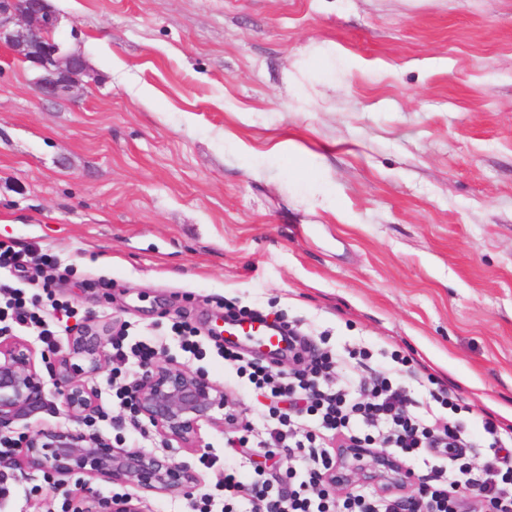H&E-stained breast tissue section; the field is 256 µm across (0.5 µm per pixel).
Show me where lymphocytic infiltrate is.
Returning a JSON list of instances; mask_svg holds the SVG:
<instances>
[{
	"label": "lymphocytic infiltrate",
	"instance_id": "1",
	"mask_svg": "<svg viewBox=\"0 0 512 512\" xmlns=\"http://www.w3.org/2000/svg\"><path fill=\"white\" fill-rule=\"evenodd\" d=\"M74 314V307L55 299L45 309L33 306L23 289L0 283V323L37 328L47 348H55L60 337L70 333L67 320ZM217 354L235 366L237 374L247 375L266 397L303 404L312 417L304 424L272 407L268 414L277 420L276 428L253 430L233 440L236 448L263 449L268 459L288 448L297 465L286 472L288 490L281 493L269 480L250 477L243 462L229 456L221 483L225 500L248 501L250 512H402L399 499L369 488L337 499L320 487L333 463V445L367 446L378 439L403 456L422 458L431 469L432 477L421 485L413 512H512V429H499L494 421L483 419L484 432L495 438V453L491 463L474 472L464 457L467 449L479 447L481 438L456 423L453 414L460 405L453 392L439 395L448 414L433 416L426 410L409 411L403 392L388 377L367 382L351 371H337L329 351L311 352L308 364L288 372L244 363L228 347H219Z\"/></svg>",
	"mask_w": 512,
	"mask_h": 512
}]
</instances>
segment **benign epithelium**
Listing matches in <instances>:
<instances>
[{
  "instance_id": "benign-epithelium-1",
  "label": "benign epithelium",
  "mask_w": 512,
  "mask_h": 512,
  "mask_svg": "<svg viewBox=\"0 0 512 512\" xmlns=\"http://www.w3.org/2000/svg\"><path fill=\"white\" fill-rule=\"evenodd\" d=\"M58 16L49 0H0V45L15 58L31 63L39 75V96L59 99L72 96L80 77L89 75L85 56L66 51L55 40ZM110 330L90 321L70 338L68 351L54 358L50 376L68 413L78 420L99 411L96 390L88 380L106 363ZM83 363L86 380L73 376L72 359ZM45 382L36 370L35 348L21 341H0V431L42 404ZM135 416L170 446L193 448L200 430L215 421L214 408L224 401L201 372L170 361L158 360L145 369L134 390ZM23 462L32 469L69 476L110 479L151 493L186 491L195 476L167 456L126 451L95 433L80 429H40L24 437ZM324 485L348 490L369 483L386 494L408 496L417 485L414 475L386 452L370 448L337 449L336 466L323 477ZM94 512H141L127 497L101 502Z\"/></svg>"
}]
</instances>
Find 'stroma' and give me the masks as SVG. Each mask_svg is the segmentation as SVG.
Wrapping results in <instances>:
<instances>
[{"mask_svg":"<svg viewBox=\"0 0 512 512\" xmlns=\"http://www.w3.org/2000/svg\"><path fill=\"white\" fill-rule=\"evenodd\" d=\"M53 33L93 83L40 99L0 47V242L56 255L54 297L82 319L160 339L259 427L269 399L221 359L183 360L173 322L213 345L227 306L332 347L415 399L434 379L465 430L512 427V0H51ZM93 380L114 447L192 471L189 493L144 494L0 459L13 512L115 496L185 512L218 495L222 427L197 447L134 431ZM46 393L5 437L68 427ZM213 458V467L200 463Z\"/></svg>","mask_w":512,"mask_h":512,"instance_id":"stroma-1","label":"stroma"}]
</instances>
